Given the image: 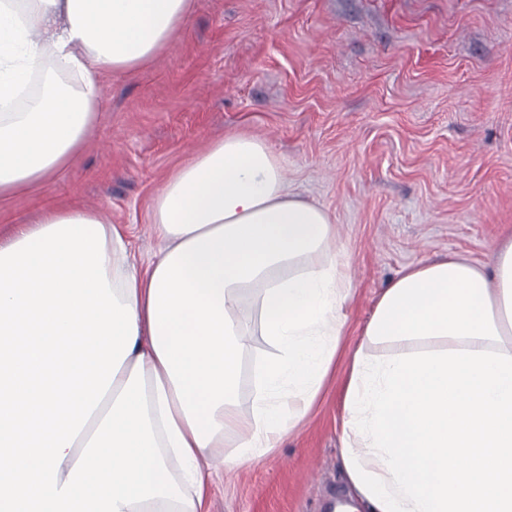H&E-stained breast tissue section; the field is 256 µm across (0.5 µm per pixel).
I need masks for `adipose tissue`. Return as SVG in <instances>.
<instances>
[{
	"label": "adipose tissue",
	"mask_w": 512,
	"mask_h": 512,
	"mask_svg": "<svg viewBox=\"0 0 512 512\" xmlns=\"http://www.w3.org/2000/svg\"><path fill=\"white\" fill-rule=\"evenodd\" d=\"M192 7L0 0V196L62 172L96 125L102 77L152 62ZM47 63L76 83L47 79L10 111ZM152 228L167 248L142 270L110 219L78 206L0 243V512H203L225 436L239 451L222 467H241L315 405L354 288L329 213L288 191L266 142L231 132L188 156ZM257 329L279 354L244 417L239 360ZM434 340L512 356V236L490 271L459 256L404 269L361 344L398 355Z\"/></svg>",
	"instance_id": "obj_1"
}]
</instances>
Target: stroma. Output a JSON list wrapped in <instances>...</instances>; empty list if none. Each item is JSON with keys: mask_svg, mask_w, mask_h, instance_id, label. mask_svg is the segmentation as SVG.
I'll return each instance as SVG.
<instances>
[{"mask_svg": "<svg viewBox=\"0 0 512 512\" xmlns=\"http://www.w3.org/2000/svg\"><path fill=\"white\" fill-rule=\"evenodd\" d=\"M104 92L63 176L0 198V239L78 205L119 224L146 266L166 178L226 133L264 140L289 190L330 212L355 297L314 409L275 453L225 473L207 512H326L351 489L343 383L380 291L451 254L491 266L512 234V0H195L179 38ZM276 354L251 336L242 414Z\"/></svg>", "mask_w": 512, "mask_h": 512, "instance_id": "obj_1", "label": "stroma"}]
</instances>
